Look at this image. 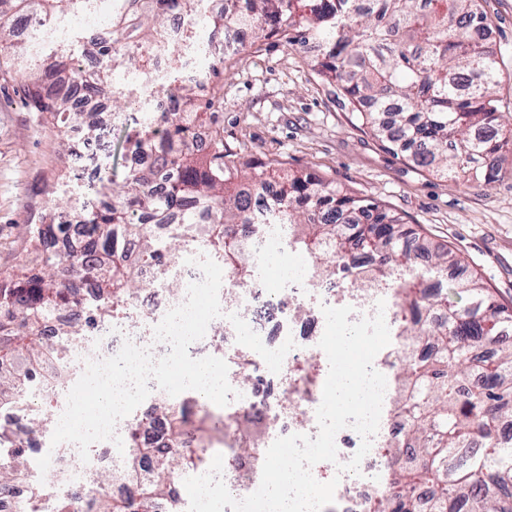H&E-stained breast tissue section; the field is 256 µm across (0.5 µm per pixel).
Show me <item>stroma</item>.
Here are the masks:
<instances>
[{
    "label": "stroma",
    "instance_id": "obj_1",
    "mask_svg": "<svg viewBox=\"0 0 512 512\" xmlns=\"http://www.w3.org/2000/svg\"><path fill=\"white\" fill-rule=\"evenodd\" d=\"M488 47L502 64L500 112L512 113V0H482ZM310 47L277 38L242 48L224 79V139L244 158H283L289 172H317L381 202L404 223L451 248L459 276L478 273L512 309V158L496 181L453 182L388 150L360 125L336 86L314 72ZM45 117L21 106L0 80V263L20 224L40 223L53 201L78 198L84 180Z\"/></svg>",
    "mask_w": 512,
    "mask_h": 512
}]
</instances>
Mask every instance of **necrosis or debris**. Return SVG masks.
Instances as JSON below:
<instances>
[{
	"instance_id": "4bbe7bcc",
	"label": "necrosis or debris",
	"mask_w": 512,
	"mask_h": 512,
	"mask_svg": "<svg viewBox=\"0 0 512 512\" xmlns=\"http://www.w3.org/2000/svg\"><path fill=\"white\" fill-rule=\"evenodd\" d=\"M273 278L255 281L251 287H237L231 275H224L219 291V301L225 313L238 314L270 349L281 346L286 339H293L295 346L284 358L280 373L271 372L259 354H252L255 381L242 388L241 399L235 400V411L262 410L270 423V433L262 434L256 451L232 453L231 467L224 470L222 478L230 493L238 499L253 493L260 485L266 451L274 437L291 434H318L316 409L322 399L321 388L306 387L300 379L305 366H321L325 357L319 341L325 330L323 307L347 304L353 309L350 321L373 316L379 301L378 295H344L340 284L323 281L313 283L308 267L298 270L279 269ZM147 286L133 301V310L125 318L108 322H95L89 329L88 339L77 348L72 360L73 376H81L87 361L100 360L116 355L124 341L150 349L154 358L169 353L166 343L155 342L154 327L173 307L184 303L190 283L202 280L196 266L178 261L175 276L179 287L172 288L154 269L141 272ZM240 344L232 324L215 320L201 340L192 343L188 352L192 358L214 356L230 360L239 353ZM148 398L129 416L122 419L124 429L137 431L139 443L158 447L167 439L166 428L155 414L156 408L169 402V395L159 389L156 381H149ZM0 427L25 434L26 449L37 462L44 484L56 498H68L89 489L95 474L115 468L121 458L110 441L94 443L89 449L88 460H81L77 447L64 442L50 445L43 436L29 432L27 417L11 411H0ZM393 432L388 423H380L368 454L362 459L358 472H338V463L348 462L361 444L359 434L352 428L340 430L335 437L337 463L327 461L315 464L311 472L316 480H324L327 473L340 475L343 490L342 512H370L376 491V478L387 467L384 445Z\"/></svg>"
}]
</instances>
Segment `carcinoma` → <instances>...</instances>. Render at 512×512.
I'll return each instance as SVG.
<instances>
[{
    "label": "carcinoma",
    "instance_id": "carcinoma-1",
    "mask_svg": "<svg viewBox=\"0 0 512 512\" xmlns=\"http://www.w3.org/2000/svg\"><path fill=\"white\" fill-rule=\"evenodd\" d=\"M0 52L12 49L9 69L18 77L24 106L44 115L64 135L80 128L92 137L98 119L74 99L73 84L55 86L50 78L72 56L59 55L45 66L31 47L15 40L17 23L35 15L45 22L80 14L88 0H0ZM110 4L105 38L78 36L82 54L101 60L77 74L89 96L106 94L113 108L142 110L150 94L149 70L163 49L169 13L191 23L201 20L216 34L248 25L259 38L278 37L290 46L317 44L322 59L316 74L338 86L362 124L388 149L400 151L421 167L455 178L475 175L491 183L502 174L499 159L512 153V119L501 123L497 88L501 63L466 34L487 27L478 0H225L224 10H203V0H101ZM235 53L215 57L206 76L211 93L194 94L182 77L180 50H169L167 94L173 111L148 116L147 125L120 141L122 155L142 162L106 167L91 209L57 205L42 224H18L20 241L11 261L0 266V362L12 366L0 375V409L26 412L25 395L33 376L46 372L51 387L68 383L67 345L85 335L80 326L45 333L52 314L81 305L88 322L120 319L132 312L136 294L147 287L142 268H162L190 249L216 260L240 288L255 281L246 244L255 232L252 196L275 180L278 198L267 211L269 224L288 225V246L312 259L311 278L335 274L333 264L356 252L366 265H342L362 288L393 291L395 335L401 342L393 375L391 413L401 437L386 444L397 462L378 491L370 512H417L415 493L425 490L433 512H512V445L500 434L512 418V310L496 304L476 274L457 282L466 303L430 291L432 274L458 265L449 248L421 239L417 230L374 200L333 182L306 175H279L288 161L263 165L243 161L224 142L219 109L224 103V72ZM131 64L141 80L119 82L114 68ZM196 126L210 129L208 150L192 136ZM84 228L80 251L63 266L53 244L71 226ZM421 240L428 268L416 265L408 247ZM493 346L492 355L476 351ZM170 446L142 449L131 444L125 471L133 491L120 499L98 492L56 501L54 512H156L176 467L204 463L209 447L187 448L184 409H160ZM30 497L16 512H34L46 491L29 478L25 440L0 428V492L18 482Z\"/></svg>",
    "mask_w": 512,
    "mask_h": 512
}]
</instances>
